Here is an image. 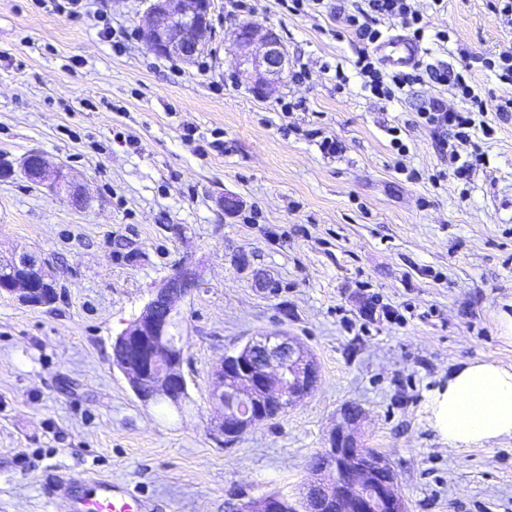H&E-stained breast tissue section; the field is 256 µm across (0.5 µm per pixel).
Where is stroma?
Listing matches in <instances>:
<instances>
[{"mask_svg": "<svg viewBox=\"0 0 512 512\" xmlns=\"http://www.w3.org/2000/svg\"><path fill=\"white\" fill-rule=\"evenodd\" d=\"M340 5L299 14L278 0H214L212 49L187 62L146 48L144 0H88L75 19L0 0V152L40 150L89 199L82 209L23 177L0 180V255L37 254L60 284L47 306L0 296V512H66L43 495L51 469L125 482L158 512L297 500L349 404L408 512H512V439L458 452L430 420L454 368L512 365L497 322L512 305V120H490L489 167L455 177L438 134L416 121L420 101L450 92L425 84L391 102L365 92L337 31ZM417 6L451 36L428 62L472 54L486 102L507 93L481 64L512 45L490 0ZM249 20L281 35L306 79L253 92L224 41ZM390 126L406 157L392 152ZM326 136L336 152L322 150ZM183 259L198 287L177 328L189 394L179 412L136 397L112 341ZM278 331L312 354L318 382L285 415L224 442L212 372Z\"/></svg>", "mask_w": 512, "mask_h": 512, "instance_id": "1", "label": "stroma"}]
</instances>
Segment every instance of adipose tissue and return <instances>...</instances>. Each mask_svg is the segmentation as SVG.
Returning <instances> with one entry per match:
<instances>
[{
    "label": "adipose tissue",
    "instance_id": "obj_1",
    "mask_svg": "<svg viewBox=\"0 0 512 512\" xmlns=\"http://www.w3.org/2000/svg\"><path fill=\"white\" fill-rule=\"evenodd\" d=\"M434 417L449 448L459 452L512 437V365L467 362L438 391Z\"/></svg>",
    "mask_w": 512,
    "mask_h": 512
}]
</instances>
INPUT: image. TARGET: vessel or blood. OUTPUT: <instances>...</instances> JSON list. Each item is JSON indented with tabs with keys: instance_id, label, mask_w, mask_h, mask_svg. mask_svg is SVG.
I'll list each match as a JSON object with an SVG mask.
<instances>
[{
	"instance_id": "obj_1",
	"label": "vessel or blood",
	"mask_w": 512,
	"mask_h": 512,
	"mask_svg": "<svg viewBox=\"0 0 512 512\" xmlns=\"http://www.w3.org/2000/svg\"><path fill=\"white\" fill-rule=\"evenodd\" d=\"M383 61L390 66L413 64L418 47L399 36L387 39L379 48ZM43 491L48 498H63L67 512H150L148 501L129 485L106 478H86L78 474H47Z\"/></svg>"
}]
</instances>
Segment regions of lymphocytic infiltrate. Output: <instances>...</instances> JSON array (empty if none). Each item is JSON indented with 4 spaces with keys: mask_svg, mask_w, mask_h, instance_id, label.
I'll list each match as a JSON object with an SVG mask.
<instances>
[{
    "mask_svg": "<svg viewBox=\"0 0 512 512\" xmlns=\"http://www.w3.org/2000/svg\"><path fill=\"white\" fill-rule=\"evenodd\" d=\"M416 0H353L351 7L341 8L336 20L341 30L350 32L356 49L353 67L363 79V88L381 101H392L412 92L423 83L436 84L450 90L453 97L467 102L464 110L448 105L441 98L422 101L417 112L422 124L446 134L452 145L448 159L453 173L461 179L486 165L481 147L482 140L491 138L492 125L486 119L488 108L478 86L467 71L452 65L416 62L409 69L386 71L377 55L381 43L387 38L386 23H399L406 39L420 43L432 38L438 45L447 44L450 33L446 30L427 34L423 15L415 6Z\"/></svg>",
    "mask_w": 512,
    "mask_h": 512,
    "instance_id": "lymphocytic-infiltrate-1",
    "label": "lymphocytic infiltrate"
}]
</instances>
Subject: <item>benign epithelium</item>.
I'll return each instance as SVG.
<instances>
[{
  "mask_svg": "<svg viewBox=\"0 0 512 512\" xmlns=\"http://www.w3.org/2000/svg\"><path fill=\"white\" fill-rule=\"evenodd\" d=\"M213 0H148L143 38L158 55L192 60L205 52L212 31ZM230 42L239 69L251 76L259 96L269 93L283 76L288 50L270 28L247 22L231 32ZM21 174L25 179L66 193L79 207L88 204L82 189L69 180L63 167L53 166L33 151L16 159L0 157V177ZM17 274L0 283V294L41 306L52 300L55 276L38 257L23 253L8 260ZM197 288L184 265L176 268L151 292L141 313L113 340V364L124 374L131 389L144 402L166 401L178 406L186 394L182 373L183 337L172 334L177 302ZM318 369L309 353L283 333L250 338L224 356L212 374L211 401L221 416L215 430L232 441L266 416L277 404L290 407L309 394ZM365 449L353 434L334 430L320 449V463L311 466L303 512H407L399 492L395 470L360 463ZM260 512H287L279 495L260 499Z\"/></svg>",
  "mask_w": 512,
  "mask_h": 512,
  "instance_id": "benign-epithelium-1",
  "label": "benign epithelium"
}]
</instances>
